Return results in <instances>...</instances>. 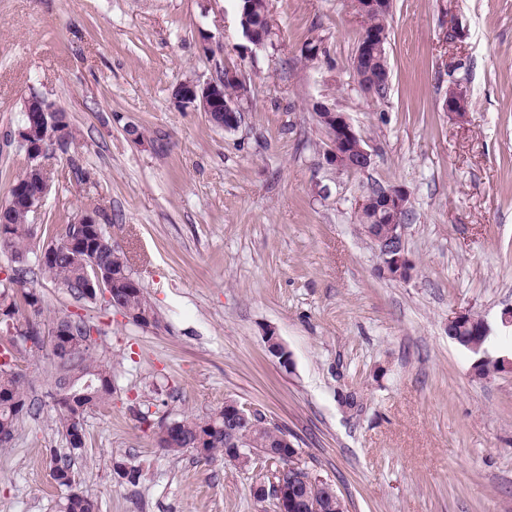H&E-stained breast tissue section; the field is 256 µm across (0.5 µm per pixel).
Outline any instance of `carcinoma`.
<instances>
[{
  "mask_svg": "<svg viewBox=\"0 0 512 512\" xmlns=\"http://www.w3.org/2000/svg\"><path fill=\"white\" fill-rule=\"evenodd\" d=\"M356 13L362 18V33L376 32L388 36L389 19L393 12V0H382L375 8L369 9L362 0H355ZM389 69L386 53L379 55H368L359 62L352 63L353 76L359 85L376 86L375 95L382 97L386 93L388 83L384 81L386 70ZM41 107L53 110V120L62 122L64 133L54 138L53 141L45 143L46 153L42 156L26 148L24 152L28 159L25 172H31L41 162L45 161L57 149H65L71 137L68 124L65 122L64 113L53 108V104L44 99H38ZM30 212L28 205L17 199L13 192H8L7 199L0 204V226L5 227L9 237L8 247L12 260L17 264L14 274L8 282H0V307H5L4 321L17 320L27 313L35 316L41 315L42 299L34 291L23 288L28 274L32 268H37L39 274L54 281L57 285L68 291L78 300L90 301L91 295L84 288L78 262L74 257L59 249V244L64 238L71 236L78 238L85 243L86 247L93 248L97 263L107 277H116V282H121L127 273L131 271L127 256L112 246V242L106 237L102 224H67L62 229L59 237L44 242L40 245L34 244L36 232L34 225L28 223ZM44 250L55 253L54 260L44 263H29V259L37 257ZM114 296L120 297L119 286H113ZM122 298V297H120ZM121 310L132 318L134 324H139V318L144 314L153 317L157 313L153 305L146 298L143 290L122 298ZM68 321L67 330L69 335L59 337L58 347H63L70 340L82 339L89 328V325L81 318L70 316L57 319V322ZM38 323L25 320V323L14 326V333L9 338L10 345L16 344V338L20 337L30 341L36 347L42 344V337L28 335V328L36 327ZM57 359V374L65 375L75 380L74 391L78 396L69 399L67 397L58 400L60 418L59 424L65 431L66 439L70 447L79 450L85 447V434L82 423L74 422L73 417L80 416L83 398L79 394L84 392L83 385L91 382L88 387L100 405L112 396V372L110 368L100 361L90 346L84 345L69 357H63L52 350ZM27 380L24 374L16 371L9 363H0V432L5 434L7 440H13L21 419L37 411L35 403L28 395L24 394ZM216 427L212 433L214 441L209 448V455L217 453L226 454L224 447V412L214 413L206 418H183L178 421L177 434H170L166 437L161 431L155 432L158 446L170 453H179L186 449L188 440L193 438L197 431ZM250 448H274L279 444V436L268 426L260 425L251 430ZM52 476L56 483L67 488L72 487L74 478L70 464L66 461H58L52 470ZM65 512H98V504L92 497L82 492H72L66 498L64 505Z\"/></svg>",
  "mask_w": 512,
  "mask_h": 512,
  "instance_id": "carcinoma-1",
  "label": "carcinoma"
}]
</instances>
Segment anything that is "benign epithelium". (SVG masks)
Wrapping results in <instances>:
<instances>
[{"label": "benign epithelium", "instance_id": "obj_1", "mask_svg": "<svg viewBox=\"0 0 512 512\" xmlns=\"http://www.w3.org/2000/svg\"><path fill=\"white\" fill-rule=\"evenodd\" d=\"M243 2L240 19L242 36L254 45H261L266 41L267 35L260 28L248 22L250 0H243ZM227 78H235L234 72L230 71L225 77L205 82L194 78H187L179 82L182 91L180 102L191 105L198 100L202 111L208 114L224 113V130L235 131L242 123L243 110L225 102L224 81ZM462 92L460 84L453 83L449 86L448 97L443 103V110L458 121L465 117ZM317 108L319 110V113L316 114L317 119L326 123L330 131V137L323 152L325 164L340 171L369 168L372 163L371 153L365 148L364 139L355 130L346 114L323 103L317 104ZM36 116H38V120H30V126L18 129L19 142L38 146L40 142L36 141V137L53 135L51 122L47 120L46 114L38 112ZM14 188L23 198L34 197L40 204L50 189V182L34 181L25 175L19 178ZM408 201L409 194L405 188L392 186L385 189L384 193L378 197L367 192L363 193L357 206L359 210L368 207L378 214L391 218L389 224H365L363 231L380 256V271L392 279H406L411 270V262L405 254L403 239V215L407 211ZM64 246L70 252H84L83 263L92 265V269L86 272L87 287H95L98 293L107 298L110 297L105 279L97 266L93 265L94 258L91 256V251L87 250L85 245L78 244L72 239L65 241ZM482 324L483 320L469 308L455 312V315L448 319L449 326L461 332L468 330L476 336L481 335ZM265 342L269 353L278 358L283 366L292 365L289 351L275 333L267 334ZM256 416L258 413L255 410L232 399L224 400V435L230 438V443L234 444L229 459L243 468L250 463V456L242 451L241 445L236 443L233 437L240 429L250 426ZM273 454L286 461V465L279 470L277 476L270 483H258L252 487L254 498L259 500L272 498L276 502L277 512H296L303 505L309 509V512H345L344 504L337 495L335 486L324 479L317 480L313 497L307 502H301L296 496V485L288 481V471L293 469L297 448L286 433H280V442Z\"/></svg>", "mask_w": 512, "mask_h": 512}]
</instances>
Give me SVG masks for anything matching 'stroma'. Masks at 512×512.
Here are the masks:
<instances>
[{
	"instance_id": "1",
	"label": "stroma",
	"mask_w": 512,
	"mask_h": 512,
	"mask_svg": "<svg viewBox=\"0 0 512 512\" xmlns=\"http://www.w3.org/2000/svg\"><path fill=\"white\" fill-rule=\"evenodd\" d=\"M267 9L271 33L255 46L238 0H0V202L27 166L14 137L24 103L46 98L72 138L47 162L38 240L98 209L161 319L142 328L105 300L29 278L42 328L64 313L96 327L114 389L84 413L86 444L72 449L50 346L12 350L39 409L0 446V512H62L73 490L99 512H274L251 489L278 463L256 455L242 468L156 444L159 425L228 399L285 431L346 512H512V373L475 377L473 355L448 337L467 307L491 327L489 355H512L501 324L512 308V0H394L382 97L353 79L362 20L349 0ZM227 70L249 90L231 132L173 94ZM454 81L469 98L461 121L442 109ZM320 102L347 114L369 168L324 165ZM375 186L410 194L408 279L381 273L356 220ZM270 332L292 366L268 353ZM349 391L357 409L341 401ZM60 459L73 488L52 478Z\"/></svg>"
}]
</instances>
